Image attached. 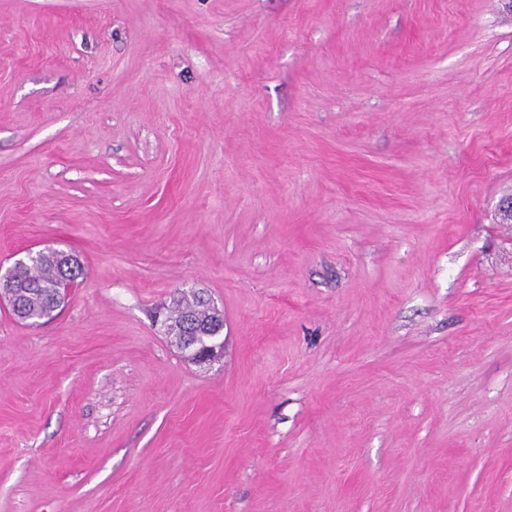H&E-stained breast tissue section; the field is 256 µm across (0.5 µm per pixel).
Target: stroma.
Wrapping results in <instances>:
<instances>
[{
    "label": "stroma",
    "mask_w": 512,
    "mask_h": 512,
    "mask_svg": "<svg viewBox=\"0 0 512 512\" xmlns=\"http://www.w3.org/2000/svg\"><path fill=\"white\" fill-rule=\"evenodd\" d=\"M508 193L506 0H0V512H512ZM38 252L40 257L36 262L24 264L17 260L12 268V278L10 270L0 274V297L11 288L13 279L11 311L19 321L30 324L50 318L62 303L63 294L57 285L62 280L73 284L82 273V266L74 256L51 249ZM167 314L175 323V326L170 325L167 334L176 326L180 330L174 336L168 335L171 343L181 352L182 350L189 351L191 356L187 357L194 362L199 363L195 357L196 349L206 350L213 347L220 340L219 336H221L224 329V317L210 305L208 299L204 300V296L199 292H193L190 298L184 293L176 298L174 297ZM186 319L191 320L188 327L189 336H183L182 332ZM184 337H186L188 343L193 344L190 348H181L180 344Z\"/></svg>",
    "instance_id": "stroma-1"
}]
</instances>
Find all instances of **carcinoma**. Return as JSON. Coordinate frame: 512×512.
<instances>
[{"instance_id": "carcinoma-1", "label": "carcinoma", "mask_w": 512, "mask_h": 512, "mask_svg": "<svg viewBox=\"0 0 512 512\" xmlns=\"http://www.w3.org/2000/svg\"><path fill=\"white\" fill-rule=\"evenodd\" d=\"M81 273L82 266L76 257L51 249L40 251L39 259L33 263L15 262L14 301L10 305L13 315L31 324L51 317L62 303L57 285L63 280L72 283ZM168 315L178 328L171 343L178 348L182 340L190 342L189 359L194 362L197 361L193 356L195 350L214 346L224 329L223 315L197 292L189 297L182 294L174 298Z\"/></svg>"}]
</instances>
